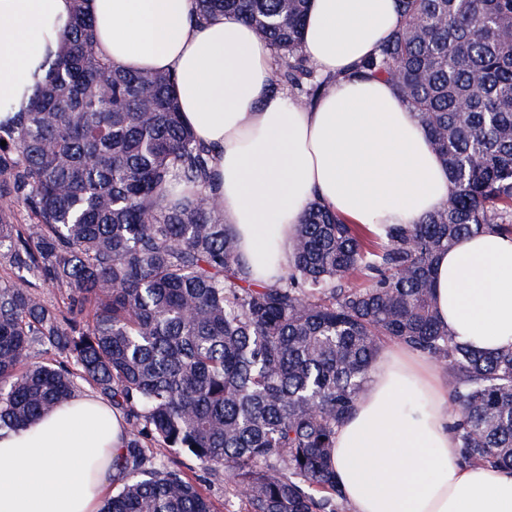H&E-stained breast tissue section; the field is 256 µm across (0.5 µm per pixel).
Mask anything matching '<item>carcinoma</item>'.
Here are the masks:
<instances>
[{
    "mask_svg": "<svg viewBox=\"0 0 512 512\" xmlns=\"http://www.w3.org/2000/svg\"><path fill=\"white\" fill-rule=\"evenodd\" d=\"M249 22L275 84L310 103L332 81L303 56L309 0H196ZM401 24L353 66L398 88L453 192L384 235L313 201L288 273L252 283L221 211L212 151L183 123L175 77L102 58L82 0L50 80L0 123V431L85 383L123 412L119 487L101 512H214L149 441L232 483L243 512H337L336 429L387 340L445 366L460 462L512 469V349L455 342L433 260L488 230L512 236V0H399ZM29 224L13 223V207ZM63 289L68 306L36 289ZM35 351L53 357L28 364Z\"/></svg>",
    "mask_w": 512,
    "mask_h": 512,
    "instance_id": "1",
    "label": "carcinoma"
}]
</instances>
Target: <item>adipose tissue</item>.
<instances>
[{
    "label": "adipose tissue",
    "instance_id": "obj_1",
    "mask_svg": "<svg viewBox=\"0 0 512 512\" xmlns=\"http://www.w3.org/2000/svg\"><path fill=\"white\" fill-rule=\"evenodd\" d=\"M84 5L101 56L175 74L185 124L215 150L208 199L254 281L287 271L312 201L377 234L447 204L448 175L396 86L349 74L397 28V0H310L302 50L333 81L307 106L273 90L272 48L240 19L196 22V0ZM71 13L72 0H0V121L48 80ZM435 268L449 333L484 353L512 348V239H462ZM125 428L88 392L0 435V512H101ZM333 464L351 512H512V472L461 465L440 370L404 348L376 360Z\"/></svg>",
    "mask_w": 512,
    "mask_h": 512
}]
</instances>
